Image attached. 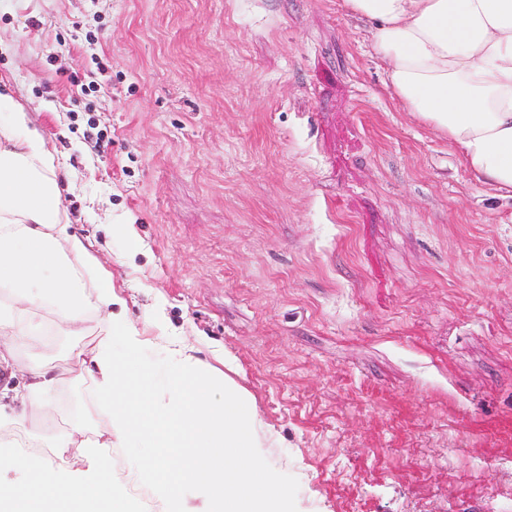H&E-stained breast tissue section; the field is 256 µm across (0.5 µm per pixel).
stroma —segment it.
Returning <instances> with one entry per match:
<instances>
[{
  "label": "stroma",
  "instance_id": "stroma-1",
  "mask_svg": "<svg viewBox=\"0 0 512 512\" xmlns=\"http://www.w3.org/2000/svg\"><path fill=\"white\" fill-rule=\"evenodd\" d=\"M0 77L162 383L234 360L291 512H512V191L402 112L343 0H12ZM53 333V367L98 334Z\"/></svg>",
  "mask_w": 512,
  "mask_h": 512
}]
</instances>
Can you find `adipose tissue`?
<instances>
[{
    "instance_id": "adipose-tissue-1",
    "label": "adipose tissue",
    "mask_w": 512,
    "mask_h": 512,
    "mask_svg": "<svg viewBox=\"0 0 512 512\" xmlns=\"http://www.w3.org/2000/svg\"><path fill=\"white\" fill-rule=\"evenodd\" d=\"M372 26L373 48L402 111L448 140L471 177L512 190V0H344ZM59 159L29 127L25 109L0 92V421L24 430L54 419L60 375L15 357L46 339L48 308L70 336L85 333V295L73 270L82 260L95 282L102 330L73 363L95 376L94 395L112 417L88 440L74 423L59 467L26 450L25 438L0 445V473L21 482L0 490V512H139L112 474L109 449L139 444L149 454L127 466L129 484L149 488L161 512H287L288 495L256 453L259 419L223 371L193 345L170 339L168 386L147 390L133 358L140 330L115 314L122 298L84 243L70 233L56 180ZM23 384H15L16 376Z\"/></svg>"
}]
</instances>
